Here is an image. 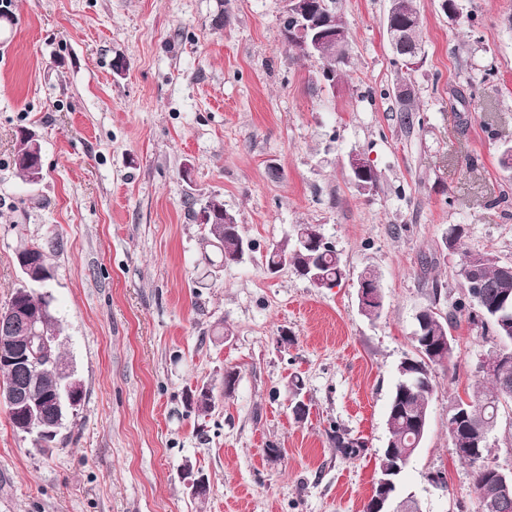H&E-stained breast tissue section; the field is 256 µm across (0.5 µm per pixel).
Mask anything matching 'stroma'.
I'll return each instance as SVG.
<instances>
[{
  "mask_svg": "<svg viewBox=\"0 0 512 512\" xmlns=\"http://www.w3.org/2000/svg\"><path fill=\"white\" fill-rule=\"evenodd\" d=\"M457 4L454 17L415 0L425 60L406 71L388 45V0H337L350 62L333 87L286 45L287 0H12L0 11V308L20 283L18 252L58 238L46 255L53 314L84 386L49 451L0 407V512H363L417 313L447 315L462 296V251L512 262V172L500 164L512 145V0ZM405 83L420 118L410 128ZM24 131L41 145L36 183L13 164ZM353 152L374 164L375 191L351 182ZM212 196L253 244L224 267L186 205ZM298 224L335 244L336 287L268 270L269 248ZM367 267L382 280L374 319L359 308ZM453 336L402 473L422 512L477 506L448 413L484 386L499 340L464 315ZM203 384L205 414L185 400ZM338 432L359 452L340 453ZM490 443L489 464L512 472V402ZM187 464L205 496H192Z\"/></svg>",
  "mask_w": 512,
  "mask_h": 512,
  "instance_id": "1",
  "label": "stroma"
}]
</instances>
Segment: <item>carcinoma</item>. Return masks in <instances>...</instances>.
<instances>
[{
	"label": "carcinoma",
	"mask_w": 512,
	"mask_h": 512,
	"mask_svg": "<svg viewBox=\"0 0 512 512\" xmlns=\"http://www.w3.org/2000/svg\"><path fill=\"white\" fill-rule=\"evenodd\" d=\"M295 20L289 16L282 19L283 36L288 46L295 48L306 57L302 42L290 36L295 27ZM31 149V142L24 136L14 155V165L25 178L32 174L31 166L26 163V156ZM211 208L210 220L205 224L208 240L220 254V259L229 264L240 259V243L242 241L240 224L235 215L224 209V203L217 197L207 201ZM58 247L53 238L46 239L40 245L26 247L18 252V256H33L45 260V252ZM268 267H278L288 264L298 273L311 268L326 274L334 284H339L343 277V268L336 249L311 250L299 245L297 237L287 240L284 245L273 246L266 255ZM477 273L481 280V296L483 306L480 308L482 318H477L468 312L466 303L459 301L455 305L458 313H468L471 321H480L481 327H492L499 342L512 346V330L505 333L500 324L512 323V280L504 278L500 263L486 252L461 253L458 275L462 281L465 296H470L468 278ZM43 285L38 279H24L15 290L13 298L24 299L32 311L41 314L45 308H50L49 295L40 292ZM456 322V317H443L437 313L426 316L424 324H416L413 333L414 348L423 350V356L412 354L409 360L400 362L398 376L387 406L388 450L384 451L380 477L389 476L394 480V492L409 500L412 509L417 512L419 504L413 494L405 492L401 483V473L392 471L394 459L389 451L404 455L411 459L424 440L427 430L423 427L424 418L428 415L433 400L434 380L433 368L449 361L453 354V343L450 328ZM482 372L490 384L488 390H477L469 398V402L458 399L449 411V416L461 419L460 429L450 437L453 447H462L461 439L467 438L476 442L474 452H461L460 460L476 467L475 484L479 491L477 512H483L481 503L492 500L495 512H512V484L504 485L503 479L497 475L498 468L486 462L490 453L488 439L497 424V410L503 399L512 400V393L507 394L502 388V379H512V362L498 365L492 361L482 365Z\"/></svg>",
	"instance_id": "carcinoma-1"
}]
</instances>
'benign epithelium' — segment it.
<instances>
[{
    "label": "benign epithelium",
    "mask_w": 512,
    "mask_h": 512,
    "mask_svg": "<svg viewBox=\"0 0 512 512\" xmlns=\"http://www.w3.org/2000/svg\"><path fill=\"white\" fill-rule=\"evenodd\" d=\"M399 12L398 0H389L387 39L395 58L414 66L423 53L422 41L410 39L409 30L395 22ZM288 14L299 21L293 29L296 35L310 50V54L321 58L332 57L338 53L344 31L335 22L322 16L317 9V0H288ZM348 169L353 180L361 187L370 188L369 172L374 170L371 160L360 154L352 153L348 157ZM304 246L324 247L328 239L321 232L310 229L297 234ZM19 328L31 332V336L21 340L16 336ZM48 343L39 336L35 327V318L26 304L14 301L0 310V368L6 364L26 369L33 392L23 388L0 386V405L7 409L17 427L28 432L25 425L28 417L42 414L44 404L51 402L56 407V416L42 422L37 440L42 446L52 443L63 424L64 414L75 411L81 405L84 389L68 363L53 360L46 356ZM375 512H409L407 502L395 496L386 495L377 499Z\"/></svg>",
    "instance_id": "7a95c632"
}]
</instances>
